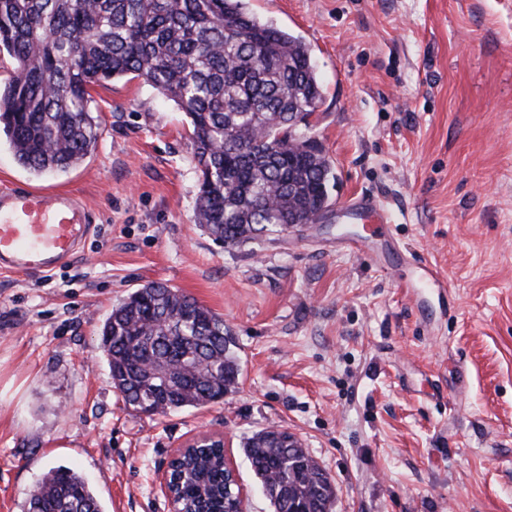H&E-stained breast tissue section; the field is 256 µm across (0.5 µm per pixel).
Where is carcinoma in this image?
Listing matches in <instances>:
<instances>
[{
	"label": "carcinoma",
	"mask_w": 512,
	"mask_h": 512,
	"mask_svg": "<svg viewBox=\"0 0 512 512\" xmlns=\"http://www.w3.org/2000/svg\"><path fill=\"white\" fill-rule=\"evenodd\" d=\"M0 49L17 64L0 85V138L36 175L65 171L96 147L89 86L129 74L190 120L199 171L195 222L239 246L314 224L332 166L288 134L316 111L322 85L303 40L246 11L243 0H0ZM112 386L125 406L166 415L224 399L239 365L224 320L161 283L112 306L100 329ZM273 512H333L329 474L292 434L262 429L243 443ZM182 512H226L224 454L177 465ZM23 512H103L84 477L52 468Z\"/></svg>",
	"instance_id": "1"
}]
</instances>
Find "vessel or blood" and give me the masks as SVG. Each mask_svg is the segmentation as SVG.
<instances>
[{
	"mask_svg": "<svg viewBox=\"0 0 512 512\" xmlns=\"http://www.w3.org/2000/svg\"><path fill=\"white\" fill-rule=\"evenodd\" d=\"M350 210L388 236L391 218L379 200L359 198ZM93 228L86 206L64 192L17 186L0 191V270L47 274L68 261Z\"/></svg>",
	"mask_w": 512,
	"mask_h": 512,
	"instance_id": "1",
	"label": "vessel or blood"
}]
</instances>
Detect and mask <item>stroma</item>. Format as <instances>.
Listing matches in <instances>:
<instances>
[{"label": "stroma", "mask_w": 512, "mask_h": 512, "mask_svg": "<svg viewBox=\"0 0 512 512\" xmlns=\"http://www.w3.org/2000/svg\"><path fill=\"white\" fill-rule=\"evenodd\" d=\"M301 36L323 86L318 224L246 245L194 221L189 122L142 79L94 86L97 147L34 175L0 144V189L80 199L77 257L0 272V512L49 469H78L103 512H171L160 477L224 437L245 512H272L242 445L294 434L333 479L334 512H512V0H244ZM355 194L391 213L360 249ZM444 288L400 283L417 260ZM151 282L224 320L240 384L167 416L125 407L99 348L113 304Z\"/></svg>", "instance_id": "35a3bbf8"}]
</instances>
